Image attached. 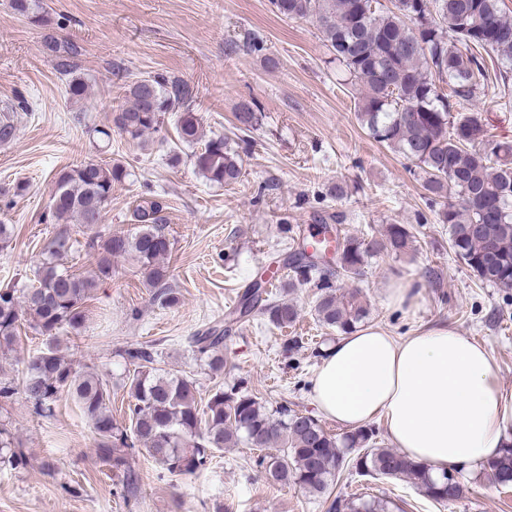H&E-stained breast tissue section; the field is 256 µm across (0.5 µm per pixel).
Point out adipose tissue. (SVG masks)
<instances>
[{"mask_svg":"<svg viewBox=\"0 0 512 512\" xmlns=\"http://www.w3.org/2000/svg\"><path fill=\"white\" fill-rule=\"evenodd\" d=\"M312 399L351 429L383 421L395 447L436 475L482 470L512 431V391L491 351L445 323L402 339L373 323L338 336L313 375Z\"/></svg>","mask_w":512,"mask_h":512,"instance_id":"obj_1","label":"adipose tissue"}]
</instances>
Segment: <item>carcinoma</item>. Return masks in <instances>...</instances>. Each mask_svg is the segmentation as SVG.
<instances>
[{
  "mask_svg": "<svg viewBox=\"0 0 512 512\" xmlns=\"http://www.w3.org/2000/svg\"><path fill=\"white\" fill-rule=\"evenodd\" d=\"M272 11L293 20H312L336 65L358 91L355 115L376 143L410 161L423 175L426 191L440 200L438 223L448 225L450 248L483 284L512 288V141H495L481 151L487 131L475 113H453L454 105L473 100L478 78L486 69L483 53L512 66V17L500 0H393L380 10L378 0H269ZM13 13L46 27L38 0H11ZM43 45L58 74L68 78L75 98L87 92L76 76L77 47L52 33ZM196 89L188 81L156 73L126 89L127 102L115 125L135 141L160 131L166 115L176 113L175 131L182 145L203 144L192 152L197 172L207 181L233 186L242 180L243 161L228 139L203 140L202 117L191 108ZM23 100L0 117V145L15 139L12 112H27ZM245 129L260 125L256 104L242 103L236 115ZM128 176L119 161L90 159L57 174L47 224L93 226L112 202V189ZM161 203L143 198L134 209L139 230L111 231L93 240L95 267L71 271L65 259L72 251L70 237L58 234L49 242L37 277L25 288L0 290V357L7 359L18 345V327L26 318L30 328L45 337V347L28 358L22 388L0 383V399L20 393L36 414H54L60 396L75 397L91 422L100 461L122 475L131 489L137 476L128 465L127 450L138 445L171 475L191 476L206 469L214 454L240 443L261 451L256 466L272 480L292 483L323 494L336 471L352 457L364 475L405 477L424 496L439 504L461 497L463 486L444 473L430 474L427 465L392 448H380L375 432L362 427L338 437L316 418L285 405L269 408L239 383L218 386L205 406L196 399L195 382L186 376L163 373L144 346L119 350L120 379L131 398L130 426L118 424L109 408V381L92 367L77 368L61 351L60 332L85 322V304L98 283L112 277V260L135 258L157 286L167 279L165 260L172 242L162 227ZM414 235L403 224L388 225L380 237L346 235L336 245V268H321L302 247L291 252L283 266L292 271L288 287L311 282L322 289L315 305L318 322L346 333L367 319L369 304L361 289L337 292L332 280L361 276L369 259L383 253L401 255L413 246ZM277 328L295 323L298 307L270 297L259 276L225 317L197 331L191 338L199 363L214 374L224 369V323L242 324L255 314ZM23 450L0 428V465L22 463ZM483 473L498 487L512 488V446L486 463ZM385 498L334 499L328 512H392Z\"/></svg>",
  "mask_w": 512,
  "mask_h": 512,
  "instance_id": "obj_1",
  "label": "carcinoma"
}]
</instances>
